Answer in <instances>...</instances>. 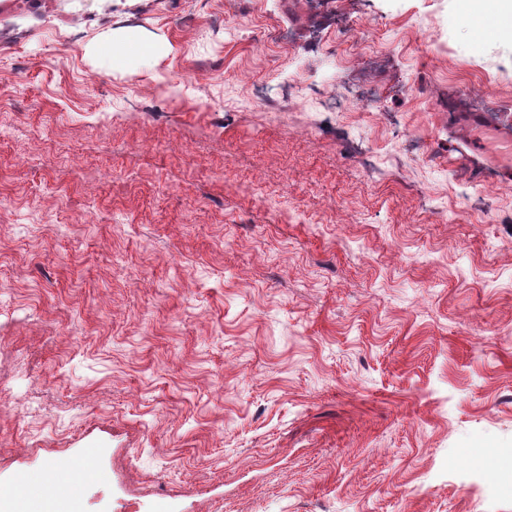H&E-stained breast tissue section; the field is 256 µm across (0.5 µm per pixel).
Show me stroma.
<instances>
[{
    "label": "stroma",
    "mask_w": 512,
    "mask_h": 512,
    "mask_svg": "<svg viewBox=\"0 0 512 512\" xmlns=\"http://www.w3.org/2000/svg\"><path fill=\"white\" fill-rule=\"evenodd\" d=\"M0 29V495L90 465L81 512H512V174L458 119L512 129V39L469 0Z\"/></svg>",
    "instance_id": "obj_1"
}]
</instances>
